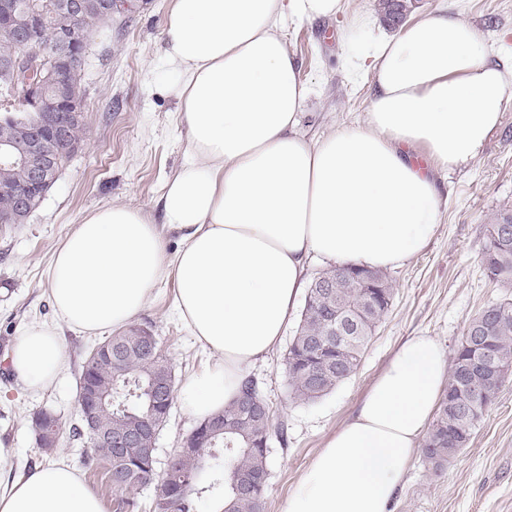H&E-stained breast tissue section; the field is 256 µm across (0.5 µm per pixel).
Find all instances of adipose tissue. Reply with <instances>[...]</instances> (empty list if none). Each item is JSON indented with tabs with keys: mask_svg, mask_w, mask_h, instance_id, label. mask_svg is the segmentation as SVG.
I'll list each match as a JSON object with an SVG mask.
<instances>
[{
	"mask_svg": "<svg viewBox=\"0 0 512 512\" xmlns=\"http://www.w3.org/2000/svg\"><path fill=\"white\" fill-rule=\"evenodd\" d=\"M343 0H172L158 83L178 102L187 159L162 195V220L104 205L66 235L49 268L59 323L121 329L166 278L176 312L211 359L181 396L204 419L239 393L247 366L278 345L308 258L401 266L442 218L435 179L411 148L448 168L476 158L512 100V71L477 30L445 11L372 48L374 91L360 124L319 141L297 130L308 89L280 34L285 19L341 13ZM181 247L167 257L163 230ZM64 360L56 326L19 335L12 369L31 391ZM435 338L403 343L355 413L325 441L281 512H389L441 398ZM0 512H103L70 467L0 482Z\"/></svg>",
	"mask_w": 512,
	"mask_h": 512,
	"instance_id": "obj_1",
	"label": "adipose tissue"
}]
</instances>
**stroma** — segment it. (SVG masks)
Returning a JSON list of instances; mask_svg holds the SVG:
<instances>
[{"label": "stroma", "instance_id": "obj_1", "mask_svg": "<svg viewBox=\"0 0 512 512\" xmlns=\"http://www.w3.org/2000/svg\"><path fill=\"white\" fill-rule=\"evenodd\" d=\"M88 40L82 71L86 135L63 165L54 185L26 223L0 229V473L14 478L50 464L64 463L98 494L104 512H115L83 466L82 441L73 438L77 394L87 353L102 335L58 325L51 302L48 266L54 250L92 209L126 205L160 220L163 184L181 166L187 148L177 120V101L156 86L163 68L161 31L171 0H127ZM448 8L472 25L491 48L494 61L512 64V0H416L410 21ZM369 37L389 36L376 0H347L344 12L314 22H290L282 34L310 90L299 125L315 141L344 125L362 122L371 88L366 73L350 75L343 66L351 29ZM445 198L433 240L404 265L389 269L394 289L391 309L370 341L357 372L317 402L292 399L285 371L288 345L300 314L292 312L281 341L267 357L247 368L285 423L288 443H272L265 512H280L288 494L326 438L348 420L397 349L408 339L435 337L454 357L465 323L483 307L512 298V287L490 281L481 264L486 224L512 207V102L480 154L469 164L433 171ZM176 284L160 283L137 315L151 324L178 381L197 371L207 353L180 321ZM55 325L63 337L65 361L55 384L31 392L10 367V353L22 331ZM55 409L66 427L52 456L34 443L28 415ZM183 402L173 406L157 444V467L165 469L182 438L196 425ZM392 512H512V376L486 408L469 445L447 464L435 466L422 455L399 489Z\"/></svg>", "mask_w": 512, "mask_h": 512}]
</instances>
